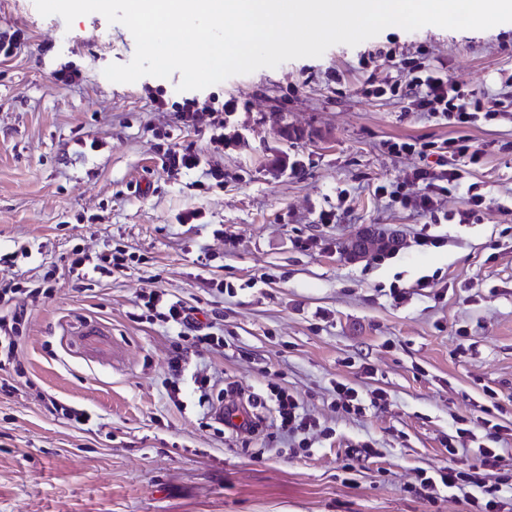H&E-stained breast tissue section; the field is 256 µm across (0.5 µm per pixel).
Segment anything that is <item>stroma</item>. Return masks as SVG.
I'll use <instances>...</instances> for the list:
<instances>
[{
  "label": "stroma",
  "instance_id": "stroma-1",
  "mask_svg": "<svg viewBox=\"0 0 512 512\" xmlns=\"http://www.w3.org/2000/svg\"><path fill=\"white\" fill-rule=\"evenodd\" d=\"M13 32L0 280L21 283L27 318L20 367L0 370V512H474L462 492L419 483L480 447L500 451L481 477L512 512V22L390 26L188 92L177 72L110 82L105 68L136 44L101 14L69 25L0 0V33ZM418 65L473 90L472 123L393 94ZM460 137L478 161L422 212L416 173L436 160L389 143ZM187 146L197 169L164 167ZM472 184L480 206L447 222ZM366 224L400 246L350 259L342 246ZM425 235L435 245L419 246ZM76 248L122 252L126 266L79 278ZM423 276L435 287L418 289ZM156 292L198 307L221 347L150 316ZM88 324L105 344L82 336ZM182 350L206 390L172 387ZM229 382L244 413L290 394L315 428L217 430L205 412ZM340 382L386 400L345 412ZM73 407L90 421L69 420ZM366 444L373 456L345 471Z\"/></svg>",
  "mask_w": 512,
  "mask_h": 512
}]
</instances>
